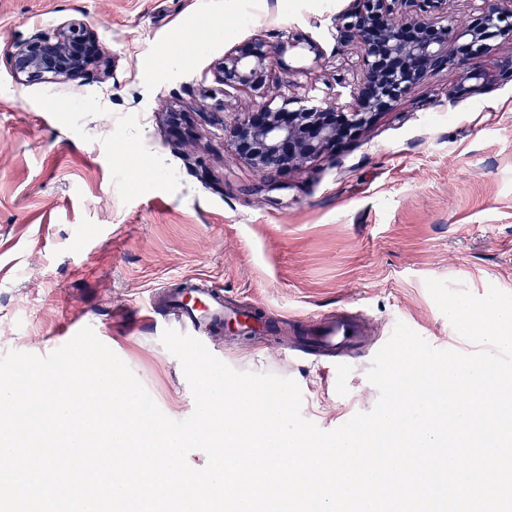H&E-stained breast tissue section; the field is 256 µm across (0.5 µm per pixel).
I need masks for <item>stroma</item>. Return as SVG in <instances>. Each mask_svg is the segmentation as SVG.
I'll use <instances>...</instances> for the list:
<instances>
[{
    "instance_id": "35a3bbf8",
    "label": "stroma",
    "mask_w": 512,
    "mask_h": 512,
    "mask_svg": "<svg viewBox=\"0 0 512 512\" xmlns=\"http://www.w3.org/2000/svg\"><path fill=\"white\" fill-rule=\"evenodd\" d=\"M351 0H0V355L47 356L67 323L91 326L159 408L182 420L194 399L161 341L150 298L204 279L225 302H262L251 339L216 330L211 353L241 371L293 379L302 414L333 430L373 408L367 371L404 322L432 346L468 353L428 293L429 278L476 295L512 293V84L449 102L453 66L376 115L335 155L288 173L274 201L253 195L251 166L209 115L213 66L257 34L301 32L288 90L334 98L360 51L336 47ZM79 20L108 70L51 85L13 73L12 44ZM200 35L190 49V35ZM187 111L176 147L162 106ZM204 162L205 171L195 168ZM359 321V342L294 356L299 316Z\"/></svg>"
}]
</instances>
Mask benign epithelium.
<instances>
[{
	"label": "benign epithelium",
	"mask_w": 512,
	"mask_h": 512,
	"mask_svg": "<svg viewBox=\"0 0 512 512\" xmlns=\"http://www.w3.org/2000/svg\"><path fill=\"white\" fill-rule=\"evenodd\" d=\"M480 2L473 23L458 24L448 15L447 0H352L336 17V47L360 49L361 76L352 84L338 82L336 103L270 90L271 75L287 69V50L304 45L314 60L322 58L320 46L307 35L293 32L273 42L257 34L225 53L214 64L220 93L250 92L263 102L226 122L224 99L212 91L210 112L224 127L227 145L261 176L257 190L287 188L281 177L289 170L335 152L443 63L460 75L450 101L479 94L497 79L512 82V56L497 60L494 74L472 65L495 54L497 41L512 42V0ZM9 62L23 81L36 84L80 80L106 58L90 26L68 21L15 44Z\"/></svg>",
	"instance_id": "7a95c632"
}]
</instances>
